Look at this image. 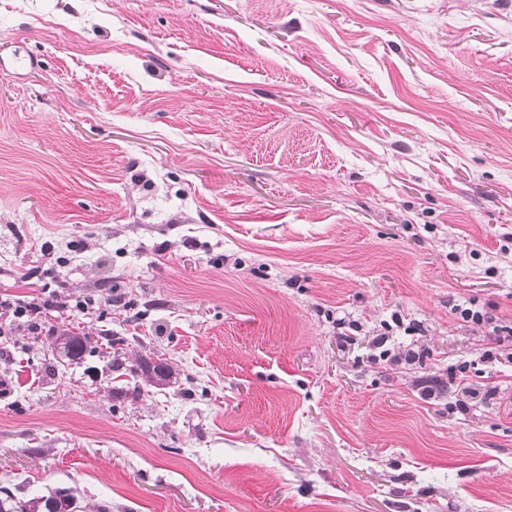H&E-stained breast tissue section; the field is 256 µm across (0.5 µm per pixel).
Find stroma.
<instances>
[{
    "label": "stroma",
    "mask_w": 512,
    "mask_h": 512,
    "mask_svg": "<svg viewBox=\"0 0 512 512\" xmlns=\"http://www.w3.org/2000/svg\"><path fill=\"white\" fill-rule=\"evenodd\" d=\"M54 285L98 348L0 339L17 497L512 512V363L453 313L512 322V0H0V295Z\"/></svg>",
    "instance_id": "1"
}]
</instances>
